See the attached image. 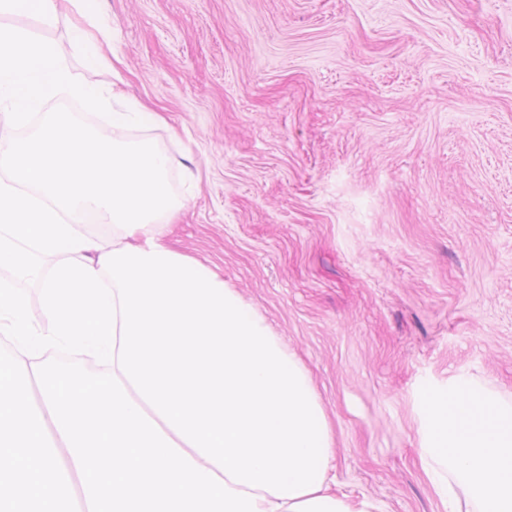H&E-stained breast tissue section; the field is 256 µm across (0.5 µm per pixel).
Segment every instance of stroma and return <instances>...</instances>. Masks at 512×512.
Masks as SVG:
<instances>
[{"mask_svg":"<svg viewBox=\"0 0 512 512\" xmlns=\"http://www.w3.org/2000/svg\"><path fill=\"white\" fill-rule=\"evenodd\" d=\"M115 66L40 27L80 82L142 108L119 138L172 158L177 253L305 365L335 491L447 512L420 389L512 406V0H97Z\"/></svg>","mask_w":512,"mask_h":512,"instance_id":"35a3bbf8","label":"stroma"}]
</instances>
